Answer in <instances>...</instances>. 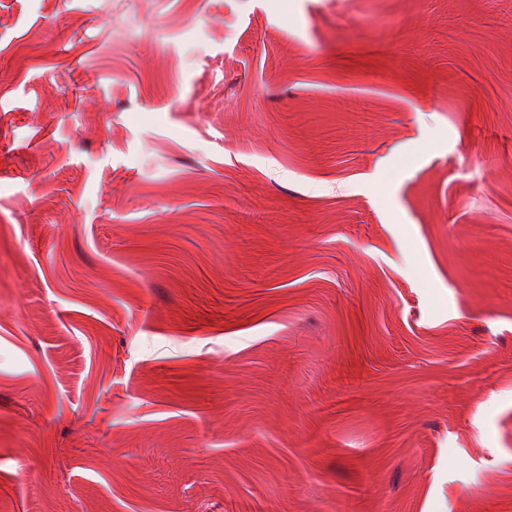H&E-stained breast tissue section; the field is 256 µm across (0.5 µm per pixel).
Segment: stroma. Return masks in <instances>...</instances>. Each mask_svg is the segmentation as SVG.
Masks as SVG:
<instances>
[{
  "mask_svg": "<svg viewBox=\"0 0 512 512\" xmlns=\"http://www.w3.org/2000/svg\"><path fill=\"white\" fill-rule=\"evenodd\" d=\"M0 512H512V0H0Z\"/></svg>",
  "mask_w": 512,
  "mask_h": 512,
  "instance_id": "obj_1",
  "label": "stroma"
}]
</instances>
